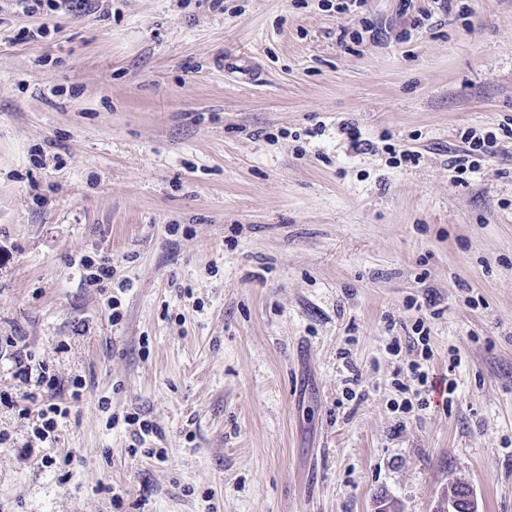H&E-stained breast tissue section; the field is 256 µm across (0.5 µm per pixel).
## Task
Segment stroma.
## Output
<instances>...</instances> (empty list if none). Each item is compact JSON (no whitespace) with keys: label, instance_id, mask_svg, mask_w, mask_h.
Masks as SVG:
<instances>
[{"label":"stroma","instance_id":"35a3bbf8","mask_svg":"<svg viewBox=\"0 0 512 512\" xmlns=\"http://www.w3.org/2000/svg\"><path fill=\"white\" fill-rule=\"evenodd\" d=\"M360 14L386 39L321 0H0V391L21 349L84 384L53 469L0 408V512H512V139L448 170L512 123V0ZM428 304L455 392L407 410ZM463 136L469 148L462 154L452 155L448 160V170L458 175L479 171L482 162L493 157L497 148V137L492 132L479 136L475 130L468 129ZM449 488L448 496L442 500L445 502L442 512H480L474 491L469 485H463L461 496H451Z\"/></svg>","mask_w":512,"mask_h":512}]
</instances>
